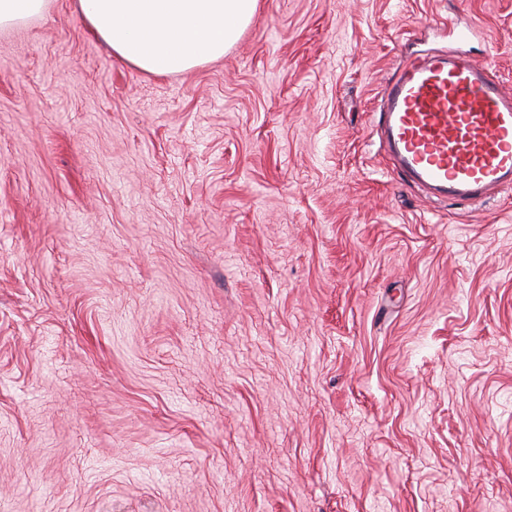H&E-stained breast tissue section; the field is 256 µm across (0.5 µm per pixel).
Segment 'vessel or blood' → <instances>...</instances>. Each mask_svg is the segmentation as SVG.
Segmentation results:
<instances>
[{
  "instance_id": "b4317fda",
  "label": "vessel or blood",
  "mask_w": 512,
  "mask_h": 512,
  "mask_svg": "<svg viewBox=\"0 0 512 512\" xmlns=\"http://www.w3.org/2000/svg\"><path fill=\"white\" fill-rule=\"evenodd\" d=\"M380 112L395 166L434 196L470 203L512 187V91L466 54L408 63Z\"/></svg>"
}]
</instances>
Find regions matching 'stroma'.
I'll use <instances>...</instances> for the list:
<instances>
[{
  "instance_id": "35a3bbf8",
  "label": "stroma",
  "mask_w": 512,
  "mask_h": 512,
  "mask_svg": "<svg viewBox=\"0 0 512 512\" xmlns=\"http://www.w3.org/2000/svg\"><path fill=\"white\" fill-rule=\"evenodd\" d=\"M512 0H259L146 74L0 30V512H512V188L407 182L379 94Z\"/></svg>"
}]
</instances>
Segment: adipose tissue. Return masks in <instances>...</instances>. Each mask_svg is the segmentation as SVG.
Listing matches in <instances>:
<instances>
[{"instance_id":"adipose-tissue-1","label":"adipose tissue","mask_w":512,"mask_h":512,"mask_svg":"<svg viewBox=\"0 0 512 512\" xmlns=\"http://www.w3.org/2000/svg\"><path fill=\"white\" fill-rule=\"evenodd\" d=\"M256 6L257 0H77L83 21L113 55L157 75L222 57Z\"/></svg>"}]
</instances>
